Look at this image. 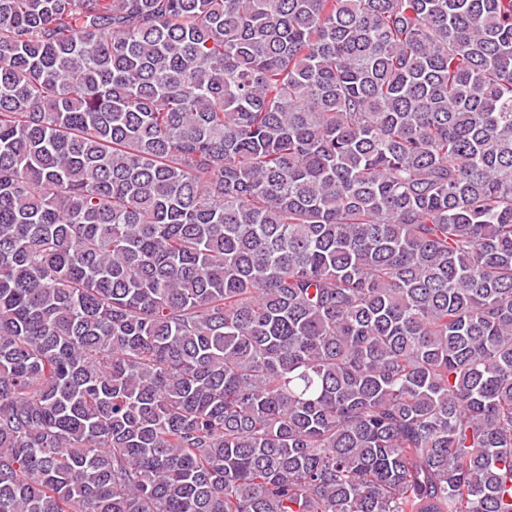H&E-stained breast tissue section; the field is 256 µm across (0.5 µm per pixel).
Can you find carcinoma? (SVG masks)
<instances>
[{"label": "carcinoma", "instance_id": "obj_1", "mask_svg": "<svg viewBox=\"0 0 512 512\" xmlns=\"http://www.w3.org/2000/svg\"><path fill=\"white\" fill-rule=\"evenodd\" d=\"M0 512H512V0H0Z\"/></svg>", "mask_w": 512, "mask_h": 512}]
</instances>
